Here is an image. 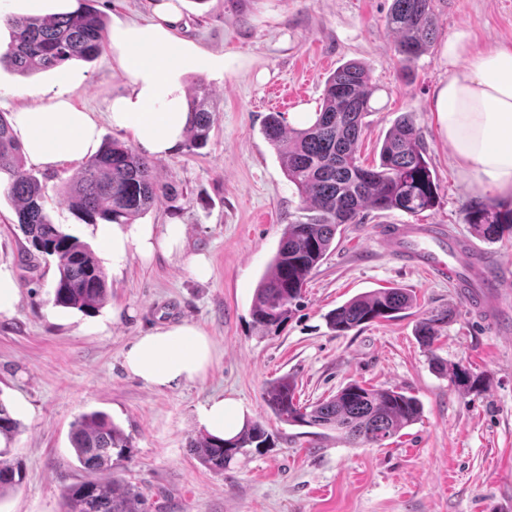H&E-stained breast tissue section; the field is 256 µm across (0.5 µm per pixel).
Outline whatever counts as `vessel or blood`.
Segmentation results:
<instances>
[{
	"label": "vessel or blood",
	"mask_w": 512,
	"mask_h": 512,
	"mask_svg": "<svg viewBox=\"0 0 512 512\" xmlns=\"http://www.w3.org/2000/svg\"><path fill=\"white\" fill-rule=\"evenodd\" d=\"M378 232L399 260L457 288L471 290L472 306L479 312L500 308L501 283L489 278L487 260L471 241L433 224H383Z\"/></svg>",
	"instance_id": "obj_1"
}]
</instances>
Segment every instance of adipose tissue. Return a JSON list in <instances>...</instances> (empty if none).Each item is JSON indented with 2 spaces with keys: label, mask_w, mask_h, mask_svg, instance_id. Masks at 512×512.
<instances>
[{
  "label": "adipose tissue",
  "mask_w": 512,
  "mask_h": 512,
  "mask_svg": "<svg viewBox=\"0 0 512 512\" xmlns=\"http://www.w3.org/2000/svg\"><path fill=\"white\" fill-rule=\"evenodd\" d=\"M153 13L151 23H116L109 32L129 89L109 102L108 119L148 154L164 157L187 135L183 75L190 70L226 73L240 59L232 53H205L179 37L174 0H156ZM442 55L448 76L433 92L432 112L458 172L479 190L512 198V43L481 45L470 29L462 28L449 36ZM10 124L26 159L48 170L89 159L100 147L93 114L72 107L60 92L51 106L13 113ZM94 233L116 271L129 253L148 260L159 251L181 250L185 239L181 224L166 225L160 233L150 224H100ZM213 356L206 333L184 322L137 337L123 367L146 385L162 389L203 378ZM199 417L207 432L230 438L244 424V409L235 398L215 396L201 407Z\"/></svg>",
  "instance_id": "1"
}]
</instances>
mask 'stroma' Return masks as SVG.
I'll use <instances>...</instances> for the list:
<instances>
[{
    "mask_svg": "<svg viewBox=\"0 0 512 512\" xmlns=\"http://www.w3.org/2000/svg\"><path fill=\"white\" fill-rule=\"evenodd\" d=\"M391 0H179L177 34L216 53L238 55L240 72L184 74L187 93L206 86L212 126L205 148L180 144L155 161L160 183L176 189L141 216L144 224H182L181 252L149 262L129 256L120 271L102 261L109 297L86 315L54 306V257L30 251L13 204L0 194V263L20 285L13 315L0 317V400H25L19 434L9 447L23 481L0 499V512H64V486L85 479L69 441L71 423L93 411L108 414L128 436L131 457L117 475L146 495L149 512H512V234L489 241L465 220L469 202L501 199L471 189L457 175L451 149L430 112L434 87L448 76L442 46L469 28L478 43H512V0H433L438 35L430 49L403 66L395 33L385 25ZM365 63L374 93L361 135V160L374 164L394 120L410 114L422 132L435 173L438 203L417 215L366 211L345 225L312 272L299 307L279 332L259 336L252 323L257 282L275 253L285 224L299 215L296 188L265 139L267 93L296 91L295 106L318 111L331 73ZM0 86L17 96L0 112L51 103L65 92L72 105L95 114L102 140L128 142L113 130L107 104L128 87L109 50L90 62L23 76L0 66ZM78 164L46 170L25 163L45 187L53 223L87 244L101 246L90 225L68 209L60 187ZM443 224L474 241L496 262L505 281L500 311L480 313L446 282L408 267L377 236L382 224ZM205 254L209 280L190 274L188 256ZM403 288L416 297L409 315L380 320L344 334L326 317L352 297L377 288ZM453 309L433 352L414 328L425 313ZM122 309L112 320L113 309ZM107 331H97L102 319ZM191 321L212 339L206 376L176 388L143 384L123 368L137 336ZM483 375L480 393H467L436 370L431 357ZM290 375L296 398L311 404L357 382L398 388L423 407L421 420L385 447L351 448L318 428L280 422L267 409V381ZM238 399L250 420L262 422L274 447L216 474L190 454L203 433L197 415L215 395Z\"/></svg>",
    "mask_w": 512,
    "mask_h": 512,
    "instance_id": "obj_1",
    "label": "stroma"
}]
</instances>
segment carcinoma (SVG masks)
<instances>
[{
  "label": "carcinoma",
  "instance_id": "obj_1",
  "mask_svg": "<svg viewBox=\"0 0 512 512\" xmlns=\"http://www.w3.org/2000/svg\"><path fill=\"white\" fill-rule=\"evenodd\" d=\"M0 23L11 31L10 43L0 52V66L21 75L94 59L102 51L107 30L105 17L88 3L65 13L5 14ZM386 23L397 34L395 52L406 64L428 50L437 35L432 0H392ZM371 95L369 68L349 62L328 77L322 105L307 126L288 128L279 112L264 121V136L279 151L303 214L284 228L254 292L253 321L263 336L279 331L291 316L308 277L330 252L342 225L360 223L368 208L417 214L436 204L435 179L411 115L395 120L378 162H360L358 148ZM187 107L190 147L201 148L212 124L207 89L199 88ZM23 167L22 147L0 113V191L12 201L19 230L30 247L57 259L53 304L93 314L107 297L105 274L85 243L52 223L42 183ZM174 195L173 186L156 179L150 158L117 140L105 143L62 187L64 202L85 224H132L160 198ZM466 221L480 237L493 240L512 231V209L476 202L468 208ZM415 303L401 288H381L332 310L328 324L340 335L375 320L396 319ZM451 316L443 308L421 318L415 328L421 345L432 348ZM435 366L456 386L480 385L479 375L458 364L449 367L438 361ZM263 399L279 421L334 432L350 447H382L422 415L420 401L412 395L357 383L303 406L295 400V384L286 375L266 383ZM19 432L20 422L0 399V441L8 445ZM70 443L78 463L96 478L64 487L67 512H147L144 494L112 475L118 462L129 457L130 443L110 416L100 411L81 415L71 425ZM270 447L272 435L258 421L246 422L230 440L200 434L188 442L191 454L218 474L230 469L237 456ZM2 455L1 451L0 499L23 480L20 463Z\"/></svg>",
  "mask_w": 512,
  "mask_h": 512
}]
</instances>
